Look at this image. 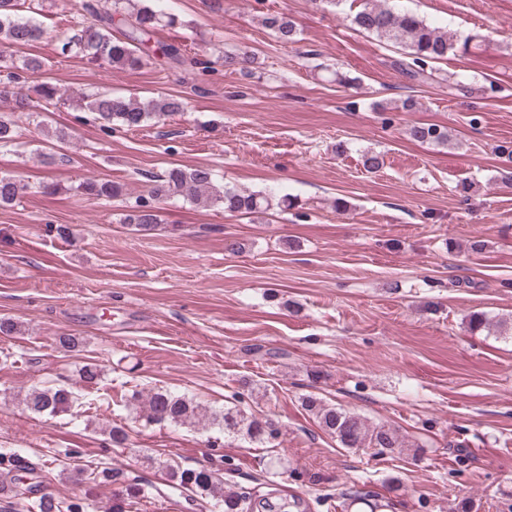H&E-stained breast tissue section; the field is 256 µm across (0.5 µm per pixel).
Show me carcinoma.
I'll list each match as a JSON object with an SVG mask.
<instances>
[{
    "label": "carcinoma",
    "instance_id": "obj_1",
    "mask_svg": "<svg viewBox=\"0 0 512 512\" xmlns=\"http://www.w3.org/2000/svg\"><path fill=\"white\" fill-rule=\"evenodd\" d=\"M39 0H0V43L22 48L44 38L46 31L34 14ZM90 19L80 23L73 35L59 40L57 52L61 56L80 55L91 62L103 60L114 70L132 71L143 68L156 58L150 41L160 25L176 27L177 15L169 12L168 0H100L85 3ZM125 29L119 35L112 33L115 20ZM351 22L359 30L378 39L403 45L408 59L396 60L393 66L413 81L432 78L433 63L467 48L469 40L458 44L457 36L441 27L426 22L409 12H399L388 6V0H361L360 9ZM262 24L273 31L280 42H296L295 22L281 13L267 12ZM162 58L173 67H195L202 61L188 57L174 44L159 47ZM47 63L39 58H27L22 65L7 74L0 82V99L13 98L12 111L25 112L30 107L27 97L14 91L26 82V76L43 71ZM38 99L50 106L64 95L57 85L46 81L36 89ZM84 107L98 115L102 130L110 133L117 128L134 129L148 121L185 111L186 103L177 97L165 96L137 101L124 96L102 92L86 99ZM410 136L421 143L445 144L448 129L438 124H420L410 128ZM20 147L14 123L0 116V150ZM25 186L11 175H0V206L17 201ZM77 191L99 200H117L127 196L125 184L112 180L87 179ZM184 197L198 204L219 205L230 215L260 213L269 207V199L221 184L214 169L209 167L167 169L153 181L149 190L135 197L128 206L124 222L136 232H149L158 224L157 202L171 197ZM102 375L95 362L83 365L79 382L93 386ZM136 401L143 400L141 418L147 424L172 426L215 425L226 435L244 436L252 443L269 444L280 429L270 418L257 416L238 405L223 410L203 407L193 400L167 390H152L147 395L136 391ZM78 402L75 392L64 386L39 385L30 389L24 406L37 415L58 417L71 412ZM302 405L318 420L320 427L336 436L347 448H378L382 451L401 447L395 430L386 426H371L360 415L338 408L313 395L303 398ZM38 463L13 449H0V512H87L85 499L75 497L68 501L45 493L34 485L26 486L21 478L36 474ZM172 480L214 502L220 512H253L260 503L244 492H238L224 483L217 473L185 468L170 471Z\"/></svg>",
    "mask_w": 512,
    "mask_h": 512
}]
</instances>
